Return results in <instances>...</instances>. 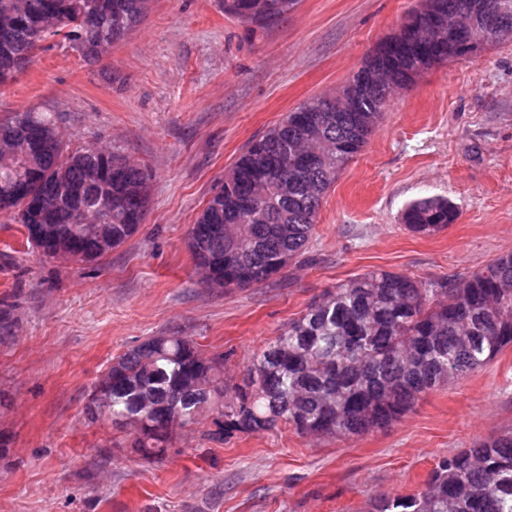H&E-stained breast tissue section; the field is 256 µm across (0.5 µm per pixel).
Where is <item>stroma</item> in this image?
<instances>
[{"instance_id":"obj_1","label":"stroma","mask_w":512,"mask_h":512,"mask_svg":"<svg viewBox=\"0 0 512 512\" xmlns=\"http://www.w3.org/2000/svg\"><path fill=\"white\" fill-rule=\"evenodd\" d=\"M418 0H299L252 32L220 0H149L95 65L55 39L0 88V115L42 106L66 136L145 165L143 224L94 263L47 260L0 215V512H363L421 489L438 462L512 433V347L384 429L337 440L270 432L209 438V421L143 460L84 408L113 358L146 337L189 336L240 382L254 352L326 289L373 270L464 277L512 253V42L435 66L394 92L338 174L309 249L246 288L201 283L189 232L255 136L338 92ZM444 197L459 217L430 237L402 221Z\"/></svg>"}]
</instances>
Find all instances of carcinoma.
Segmentation results:
<instances>
[{"label": "carcinoma", "mask_w": 512, "mask_h": 512, "mask_svg": "<svg viewBox=\"0 0 512 512\" xmlns=\"http://www.w3.org/2000/svg\"><path fill=\"white\" fill-rule=\"evenodd\" d=\"M298 0H224V13L246 30L268 25ZM148 0H0V87L14 80L40 43L58 38L84 59L143 19ZM429 15L448 16V0H420ZM419 25L408 13L348 78L345 109L329 112L336 96H314L263 135L250 140L193 224L189 248L201 280L242 288L281 273L304 255L316 230L321 200L343 167L367 144L386 106L362 87L363 71H386L404 86L448 61V42L434 60L413 41ZM60 130L40 108L0 116V213L21 225L26 243L46 259L58 243L75 260L105 256L87 226L40 224L45 211L96 213L112 205V247L143 223L150 183L145 169L96 147L48 154L25 141L31 131ZM456 206L420 199L403 212L409 231L431 236L454 223ZM14 304L0 300V341L14 327ZM512 346V254L465 278L419 280L370 271L326 290L305 312L250 358L242 383L224 385V355L208 356L191 338L150 336L112 360L100 391L85 408L91 423L131 427L133 452L162 457L174 431L212 416L209 436L259 433L281 425L299 435L348 439L389 426L419 398L474 373ZM370 512H512V434L441 460L423 490L373 500Z\"/></svg>", "instance_id": "obj_1"}]
</instances>
